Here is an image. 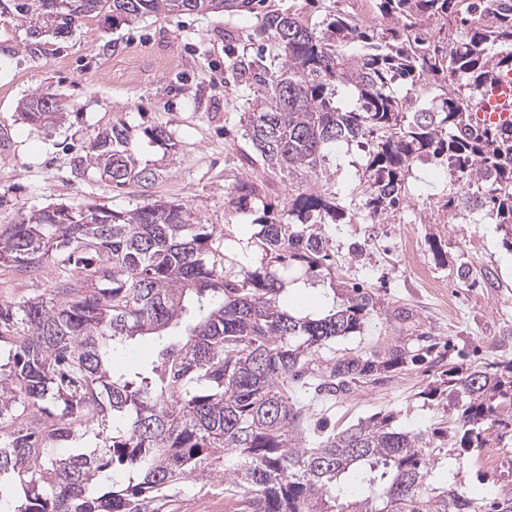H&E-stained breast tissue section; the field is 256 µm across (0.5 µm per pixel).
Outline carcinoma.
<instances>
[{"instance_id": "obj_1", "label": "carcinoma", "mask_w": 512, "mask_h": 512, "mask_svg": "<svg viewBox=\"0 0 512 512\" xmlns=\"http://www.w3.org/2000/svg\"><path fill=\"white\" fill-rule=\"evenodd\" d=\"M76 11L42 10V0H0V15L30 31L67 33L88 17L110 13L134 20L157 13L205 14L222 5L256 12L264 0H74ZM387 20L378 31L340 11H327L324 32L284 12L263 14L248 35L258 44L243 62L226 52L232 81L257 86L243 106L247 136L274 169L308 181L326 152L341 141L366 149L367 219L400 204L405 173L423 158L448 161V210L485 211L512 248V122H478L501 73L512 70V0H501L495 25L478 19L485 0H372ZM442 27H435L436 23ZM357 46L346 56L341 47ZM275 52L267 53V45ZM428 85L438 94L427 107L399 96ZM351 87L356 107L333 105V86ZM57 113L45 95L31 98L22 118L40 124ZM129 131L112 127L91 143L78 166L121 188L145 185L153 173L127 149ZM255 186L240 182L232 202L241 209ZM291 212L300 225L266 213L258 239L265 257L254 269H226L222 234L173 202L112 212L74 211L65 223L44 210L0 230V264L19 271L54 258L95 281L93 288L56 289L54 297L0 304V342L24 337L0 372V501L3 483L21 494L11 512H159L172 486L224 478L238 512H481L464 486L438 491L428 483L422 438L389 427V418L360 422L303 443L305 414L294 386L309 380L333 397L381 370L404 363L406 352L382 359L331 356L329 342L359 331L374 314L365 288L351 286L339 304L298 315L284 304L296 264L316 271L329 260L319 233L345 213L332 198L297 193ZM102 266H92L90 255ZM162 339L158 360L114 368L115 355L137 337ZM458 411L462 448L483 447L485 425L512 422V360L488 364L448 381ZM112 416V435L87 424ZM96 443L87 448L89 436ZM74 452L62 457V447Z\"/></svg>"}]
</instances>
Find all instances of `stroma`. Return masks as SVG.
<instances>
[{
    "mask_svg": "<svg viewBox=\"0 0 512 512\" xmlns=\"http://www.w3.org/2000/svg\"><path fill=\"white\" fill-rule=\"evenodd\" d=\"M255 13H163L117 23L101 17L82 21L65 35L33 44L19 20L0 16V227L19 223L43 208L130 211L155 202H176L192 216L224 230L225 253L240 267L259 265L257 218L273 205L280 220L298 184L263 162L247 163L250 150L239 122L247 85L225 86L224 49L250 60L247 35ZM58 97L62 117L35 126L21 117L31 96ZM124 126L131 148L155 181L150 189L110 182L75 164L98 132ZM162 129L165 139L153 132ZM367 157L357 143L329 152L316 181L336 196L344 223L322 226L331 270L301 276L288 297L296 310L317 312L341 284L361 283L379 308L362 332L337 338V354H388L405 348L406 363L381 371L331 400L300 395L313 425L326 421L339 432L361 421L391 416L392 428L419 435L430 450L429 483H460L473 498L489 502L512 496V435L488 430L485 450L463 448L448 407L449 375L512 359V249L486 216L448 211L451 190L443 165L415 163L405 178V201L376 223L362 220ZM254 183L249 210L229 205L239 181ZM362 252H355V244ZM468 266L469 276L458 273ZM488 268L500 285L484 287L478 272ZM84 287L78 274L53 262L32 272L0 265V303L50 298L62 283ZM431 346L428 356L421 347ZM495 456L488 470L479 453ZM163 512H234L220 479L185 482L171 490Z\"/></svg>",
    "mask_w": 512,
    "mask_h": 512,
    "instance_id": "35a3bbf8",
    "label": "stroma"
}]
</instances>
